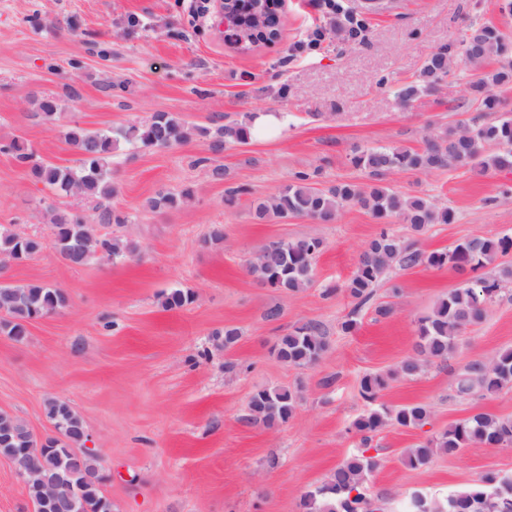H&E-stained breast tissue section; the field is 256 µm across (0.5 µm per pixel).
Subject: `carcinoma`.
Instances as JSON below:
<instances>
[{
    "label": "carcinoma",
    "instance_id": "obj_1",
    "mask_svg": "<svg viewBox=\"0 0 512 512\" xmlns=\"http://www.w3.org/2000/svg\"><path fill=\"white\" fill-rule=\"evenodd\" d=\"M323 23L307 30L301 40V49L317 46L327 32H332L342 43L352 47L364 43L370 26L369 17L353 9L349 0H325L321 6ZM509 54L506 36L493 23L486 21L466 27L459 38L435 49L427 58L417 81L403 86L399 97L410 100L424 90H431L448 77L450 65L457 60L475 70L493 58ZM512 81V68L502 67L487 72L468 83L467 92L477 112H497L501 99L494 88ZM191 136L205 137L215 152L229 142L248 139V130L234 124L215 128L187 127L169 112H155L139 124H132L116 133L88 130L77 124L65 134V143L78 155L79 166L74 170L42 160L28 141L20 136L5 150L28 167L31 177L56 195H78L97 201L94 223L120 226L127 216L112 209V170L109 158L114 141L123 138L147 148H169ZM496 145L500 152L487 153V147ZM350 163L365 171L377 184L362 191L351 184L338 185L327 192L312 188L309 175L299 173L294 181L276 194L258 201L255 216L259 220L277 218H308L319 223H330L347 205H359L382 217L389 213L403 214L417 232L430 224H450L453 211L440 207L427 198H404L381 181L399 171L429 172L453 166H470L486 171L512 169V117L499 116L493 120L477 117L460 121L452 131H430L424 147L413 150L403 147L378 146L356 151ZM192 200V192L159 193L149 200V208L157 213L179 210ZM54 247L72 266H82L92 260L116 261L132 256L137 245L120 236H100L88 226L78 213L51 219ZM324 247L321 239L305 237L281 240L264 246L258 257L249 262L248 270L263 284L287 293H297L312 285L314 263ZM44 249L36 236H24L9 230H0V255L6 260L25 261L39 255ZM512 250V236L498 238L473 237L457 242L443 252L427 253L408 242L393 229L384 228L359 255L356 268L345 290L356 301L366 304L373 296V288L382 276L395 266L411 268L419 265L448 267L460 273L476 271L493 264L499 256ZM512 279V271L503 268L494 275L477 277L483 285L478 291L470 285L457 288L441 299L432 313L418 322L417 340L413 354L399 366L407 377L421 373L433 360L444 361L454 352L457 340L467 327L480 323L488 305L501 292V284ZM8 301V316L0 320V331L16 341L27 336L28 325L68 304L66 293L60 288L41 284L25 286L0 285V301ZM193 302V293L175 289L165 295L168 308H180ZM326 350L323 332L316 324L294 328L280 337L273 351L278 360L294 367L316 364ZM512 386V349H504L491 356L472 362L457 382V391L469 395L479 390L493 394ZM362 396L375 400L384 388V380L367 375L360 382ZM296 396L288 389L273 388L257 392L249 402L247 420L267 425L285 423L293 415ZM47 416L56 429L55 434L40 440L27 432V426L18 417L0 414V431L12 428L27 433L22 440H0V455L15 459L30 457L39 464L54 465L62 493L76 503V512H112V503L102 492L103 468L99 456L86 452L74 461L70 450L84 447L86 427L80 415L64 400L54 399L47 404ZM427 409L421 405H407L394 410L374 409L354 422L355 429L364 434L363 449L339 464L321 485L308 491L302 500L303 512H379L382 505L368 496L370 477L378 465L377 457L369 454L370 435L384 426L395 423L414 428L425 423ZM512 444V419H502L491 413L480 412L460 421L440 435L411 449L407 463L413 468L427 465L438 453L456 456L473 445L505 448ZM405 512H512V475L487 476L472 487L448 495L443 500L429 499L421 494L413 496Z\"/></svg>",
    "mask_w": 512,
    "mask_h": 512
}]
</instances>
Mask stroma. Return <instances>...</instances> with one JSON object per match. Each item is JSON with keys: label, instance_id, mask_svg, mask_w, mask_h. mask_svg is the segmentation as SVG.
<instances>
[{"label": "stroma", "instance_id": "35a3bbf8", "mask_svg": "<svg viewBox=\"0 0 512 512\" xmlns=\"http://www.w3.org/2000/svg\"><path fill=\"white\" fill-rule=\"evenodd\" d=\"M383 2L363 44L341 47L329 38L296 56L294 43L319 18L312 0H285L277 39L248 48L225 44L212 18L192 21L182 0H0V227L46 243L36 258L0 270V281L40 283L69 297L67 307L33 321L24 340L0 334V411L40 439L54 432L47 401H68L112 475L103 487L112 512H302L304 494L359 452L353 423L374 407L420 404L429 413L423 427L391 424L372 440L379 465L368 494L385 512H404L417 493L443 499L487 474H512V450L500 448L470 447L418 469L405 461L409 448L474 413L512 419V387L491 396L457 392L471 361L512 348V281L448 360L414 377L397 368L414 351L419 319L468 275L397 268L358 311L345 291L360 252L388 225L429 253L466 238L512 236V171L387 176L397 192L452 209V223L419 234L403 218L385 221L351 205L328 224H259L252 216L253 200L277 193L297 173L311 174L321 190L365 184L367 174L350 163L355 150L419 149L428 131L457 126L467 73L406 102L400 88L469 24L494 22L512 39V15L500 13L497 0ZM72 88L78 100H70ZM46 96L59 105L51 124L38 110ZM155 112L190 127L260 113L281 123L217 153L196 136L167 149L118 141L111 204L129 222L105 232L139 250L115 263L69 265L52 245L50 213L90 220L93 202L34 183L4 145L21 136L43 159L72 167L77 156L64 142L70 126L111 130ZM216 165L223 180L209 174ZM230 187L241 190L232 204ZM185 188L193 192L188 207L147 209L157 193ZM216 225L224 241L207 244ZM308 236L324 242L309 288L285 294L248 273L264 245ZM174 289L193 292L192 303L163 308L162 293ZM381 305L390 307L388 316L376 314ZM272 308L277 318H268ZM353 310L358 325L343 331ZM309 323L326 339L320 361L305 368L280 362L273 353L279 337ZM227 326L240 333L228 351L214 341ZM367 375L386 381L372 403L360 390ZM272 387L297 393L293 416L271 428L247 422L251 397Z\"/></svg>", "mask_w": 512, "mask_h": 512}]
</instances>
